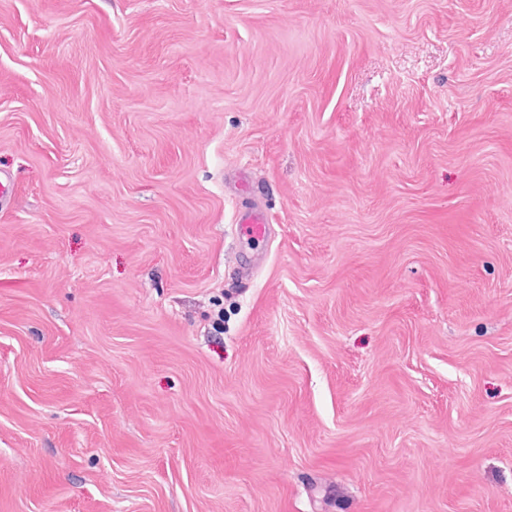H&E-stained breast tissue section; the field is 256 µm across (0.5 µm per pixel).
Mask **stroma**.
I'll return each instance as SVG.
<instances>
[{
	"mask_svg": "<svg viewBox=\"0 0 512 512\" xmlns=\"http://www.w3.org/2000/svg\"><path fill=\"white\" fill-rule=\"evenodd\" d=\"M1 183L0 512H512V0H0ZM235 224L247 244L250 241L259 243L265 237L268 219L258 206H254L239 211L235 217Z\"/></svg>",
	"mask_w": 512,
	"mask_h": 512,
	"instance_id": "stroma-1",
	"label": "stroma"
}]
</instances>
